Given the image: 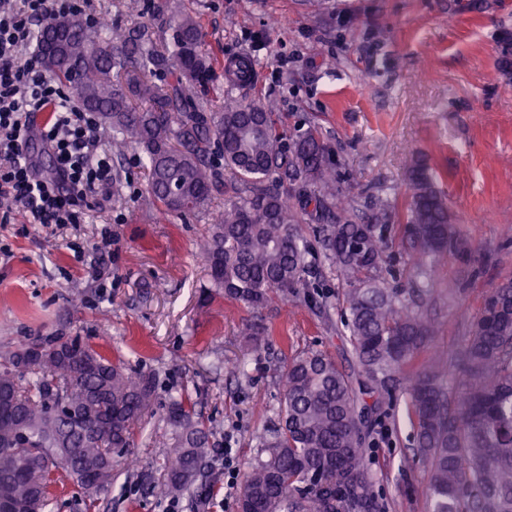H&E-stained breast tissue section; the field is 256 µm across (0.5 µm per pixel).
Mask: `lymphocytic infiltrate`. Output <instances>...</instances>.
Listing matches in <instances>:
<instances>
[{
    "instance_id": "lymphocytic-infiltrate-1",
    "label": "lymphocytic infiltrate",
    "mask_w": 512,
    "mask_h": 512,
    "mask_svg": "<svg viewBox=\"0 0 512 512\" xmlns=\"http://www.w3.org/2000/svg\"><path fill=\"white\" fill-rule=\"evenodd\" d=\"M76 8V0H0V198L31 224H86L112 207V155L97 116L76 106L32 48L38 27ZM35 139L52 154V173L33 160Z\"/></svg>"
}]
</instances>
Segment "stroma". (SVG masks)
I'll use <instances>...</instances> for the list:
<instances>
[{
  "label": "stroma",
  "instance_id": "35a3bbf8",
  "mask_svg": "<svg viewBox=\"0 0 512 512\" xmlns=\"http://www.w3.org/2000/svg\"><path fill=\"white\" fill-rule=\"evenodd\" d=\"M164 30L174 11L197 18L215 59L209 94L274 102L288 132L319 130L348 199L340 219L366 223L386 211L399 220L410 195L408 165L423 161L444 196L468 256H448L415 275L410 254L389 250L390 286L417 279L424 308L440 325L436 346L458 351L485 295L512 278V0H152ZM259 60L253 83L229 88L226 60ZM146 160L118 161L121 193L89 224L0 223V359L56 331L88 339L102 353L155 382L153 412L129 456L112 459V485L83 501L66 477L51 512H237L224 493L230 448L239 475L256 438L278 424L281 375L302 351H320L360 374L344 332V282L317 256L313 298H289L261 314L213 288L201 245L210 211L162 216L146 192ZM111 244L101 247L103 233ZM105 262L98 284L91 264ZM263 323L265 345L243 329ZM186 393L211 432L205 508L188 494L154 493L172 443L170 395ZM377 512H427L424 463L415 454L403 397H381L364 430Z\"/></svg>",
  "mask_w": 512,
  "mask_h": 512
}]
</instances>
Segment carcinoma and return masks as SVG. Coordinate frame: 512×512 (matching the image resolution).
Instances as JSON below:
<instances>
[{
    "instance_id": "cac0c4a2",
    "label": "carcinoma",
    "mask_w": 512,
    "mask_h": 512,
    "mask_svg": "<svg viewBox=\"0 0 512 512\" xmlns=\"http://www.w3.org/2000/svg\"><path fill=\"white\" fill-rule=\"evenodd\" d=\"M131 26L108 35L72 27L65 55L48 73L73 85L81 104L112 128V146L147 157V190L165 215L205 211L226 195L203 251L224 295L259 314L273 296L312 288L314 251L299 232L320 223L318 243L347 285L343 302L357 363L370 390L400 392L428 469L427 512H512V280L486 295L459 351H432L439 328L423 311L421 288L386 285L389 217L369 224L336 219V168L315 129L288 134L268 105L232 94L213 111L214 66L198 22L172 16L159 35L129 0ZM257 61L238 63V84ZM229 173L221 176L219 169ZM403 229L414 267L464 255L456 225L428 167H408ZM20 346L0 364V512H47L63 470L89 496L112 481L108 461L123 454L150 412L153 379L132 375L79 336H66L23 369ZM94 363L93 370L81 366ZM282 423L257 437V455L238 487L244 512H376L361 423L368 406L348 377L317 351L286 369ZM172 463L164 496L202 498L200 463L209 433L187 396L168 405ZM55 456L60 468L46 466Z\"/></svg>"
}]
</instances>
